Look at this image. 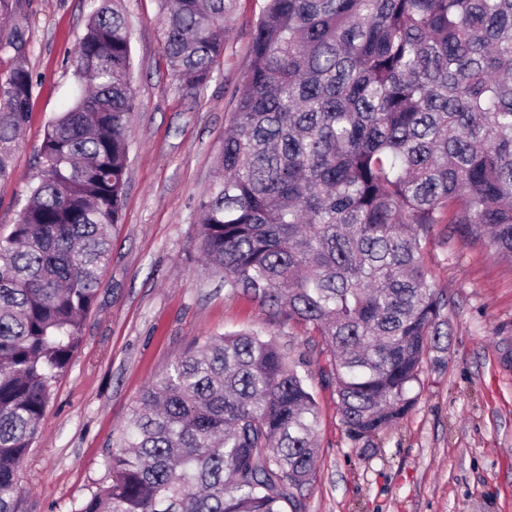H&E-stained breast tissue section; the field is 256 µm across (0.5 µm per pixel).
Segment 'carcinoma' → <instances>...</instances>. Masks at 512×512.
Instances as JSON below:
<instances>
[{
  "mask_svg": "<svg viewBox=\"0 0 512 512\" xmlns=\"http://www.w3.org/2000/svg\"><path fill=\"white\" fill-rule=\"evenodd\" d=\"M191 91L224 55L236 0H162ZM26 27L0 28V180L34 91ZM89 83L47 126L37 181L0 235V512L51 386L81 342L125 206L131 86L121 0L75 49ZM224 286L312 326L348 432L417 401L448 336L425 251L438 224L512 263V0H266L244 89L198 204ZM318 410L298 363L254 332L207 337L150 381L75 512H301Z\"/></svg>",
  "mask_w": 512,
  "mask_h": 512,
  "instance_id": "cac0c4a2",
  "label": "carcinoma"
}]
</instances>
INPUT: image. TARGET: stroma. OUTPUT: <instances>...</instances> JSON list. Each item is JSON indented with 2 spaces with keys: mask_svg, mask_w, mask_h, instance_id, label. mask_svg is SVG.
I'll list each match as a JSON object with an SVG mask.
<instances>
[{
  "mask_svg": "<svg viewBox=\"0 0 512 512\" xmlns=\"http://www.w3.org/2000/svg\"><path fill=\"white\" fill-rule=\"evenodd\" d=\"M97 0H23L37 83L14 172L0 181V232L18 220L45 129L73 102V51ZM133 59L122 220L114 225L82 340L55 379L20 466L18 512H69L104 483L103 458L144 386L205 337L256 331L300 364L319 410V458L303 512H512V264L437 225L425 261L448 297V348L427 356L415 406L394 428L353 438L310 326L273 320L225 288L199 253L198 211L224 143L265 0H238L223 57L200 92L164 56L158 0H123Z\"/></svg>",
  "mask_w": 512,
  "mask_h": 512,
  "instance_id": "obj_1",
  "label": "stroma"
}]
</instances>
